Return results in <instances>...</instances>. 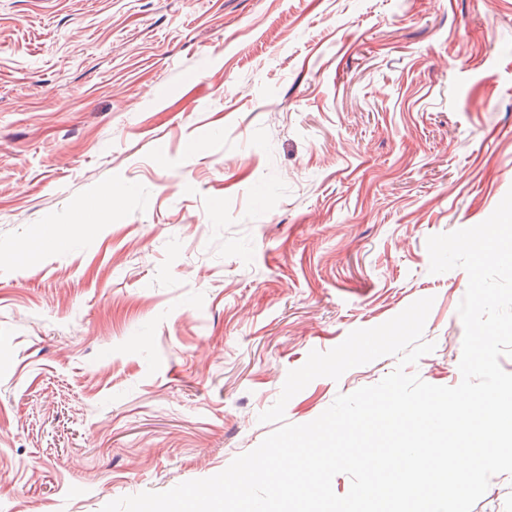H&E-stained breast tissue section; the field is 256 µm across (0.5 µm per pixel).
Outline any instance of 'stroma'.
I'll return each mask as SVG.
<instances>
[{
    "instance_id": "1",
    "label": "stroma",
    "mask_w": 512,
    "mask_h": 512,
    "mask_svg": "<svg viewBox=\"0 0 512 512\" xmlns=\"http://www.w3.org/2000/svg\"><path fill=\"white\" fill-rule=\"evenodd\" d=\"M511 190L512 0H0V512L220 473L423 297L412 371L458 385L468 275L426 240Z\"/></svg>"
}]
</instances>
